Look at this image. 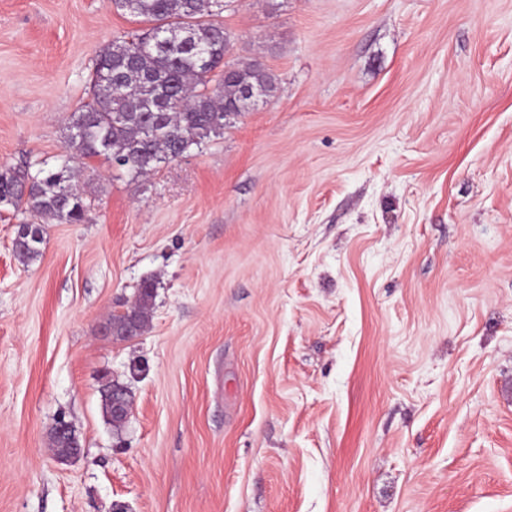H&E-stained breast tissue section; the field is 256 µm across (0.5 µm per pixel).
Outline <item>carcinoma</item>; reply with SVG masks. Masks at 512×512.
Returning a JSON list of instances; mask_svg holds the SVG:
<instances>
[{
    "instance_id": "carcinoma-1",
    "label": "carcinoma",
    "mask_w": 512,
    "mask_h": 512,
    "mask_svg": "<svg viewBox=\"0 0 512 512\" xmlns=\"http://www.w3.org/2000/svg\"><path fill=\"white\" fill-rule=\"evenodd\" d=\"M218 0H138L131 16L152 27L129 38L120 37L97 53L91 75V101L73 114L69 130L82 137L69 144L70 158L53 169L6 168L0 170V197L14 200L13 208L29 213L31 220L18 225L14 251L23 261L37 259L43 239L23 233L30 227L43 233L37 220L79 224L88 204L78 193L74 159L102 157L137 175L199 147L223 133L214 119L219 114L245 112L251 101L242 97L248 83L269 97L277 79L257 59L238 64L234 78H224L233 40L213 20ZM188 29L194 44L178 50L140 49L160 29ZM205 53L208 66L198 62ZM152 284H144L138 304L109 319L107 329L124 339L130 328L140 335L150 320Z\"/></svg>"
}]
</instances>
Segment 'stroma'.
<instances>
[{
  "label": "stroma",
  "mask_w": 512,
  "mask_h": 512,
  "mask_svg": "<svg viewBox=\"0 0 512 512\" xmlns=\"http://www.w3.org/2000/svg\"><path fill=\"white\" fill-rule=\"evenodd\" d=\"M218 21L273 96L149 175L87 160L36 260L0 206V512H512V0ZM144 29L0 0V166L59 164L97 52ZM147 281L146 332L103 335Z\"/></svg>",
  "instance_id": "obj_1"
}]
</instances>
